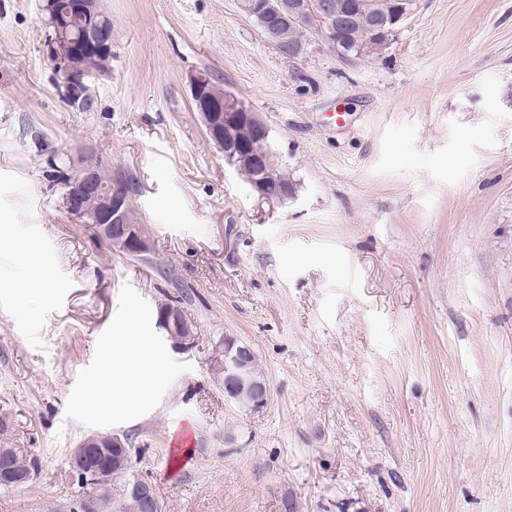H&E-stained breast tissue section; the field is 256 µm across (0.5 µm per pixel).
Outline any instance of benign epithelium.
<instances>
[{
  "label": "benign epithelium",
  "instance_id": "obj_1",
  "mask_svg": "<svg viewBox=\"0 0 512 512\" xmlns=\"http://www.w3.org/2000/svg\"><path fill=\"white\" fill-rule=\"evenodd\" d=\"M239 8L258 22L265 39L280 54L290 60L301 58L306 45L285 44L280 28L288 21L307 12L311 7L327 14H336V24L312 31V37L324 42L343 60L352 62L363 57L360 48L346 42L347 29L359 10L360 0L338 5L335 0H240ZM42 10L49 14L53 38L50 40V55L63 73V96L65 100L82 107L94 102L93 83L98 72L92 64L95 58L112 50V31L102 18L99 0H44ZM407 10L396 4L389 15L374 23L375 37L388 44L391 35L405 19ZM71 56H82L89 64L81 70H70L63 63ZM209 79L202 73L188 76L191 104L202 118L209 141L224 152L228 165L237 168L247 165L255 171V178L248 183L251 192L261 199L286 201L294 198L295 191L279 184L264 166L270 150V129L257 113L245 107L231 92L222 98H214L207 91ZM244 124L252 128L253 139L241 142L234 138L233 128ZM99 164L86 160L72 174H64V207L78 218H89L99 234L112 248L132 257H142L152 251V244L141 225L132 224L126 201L131 185L123 168L114 169L110 184H103L98 175ZM158 327L168 331V339L181 352L199 348V337L192 334L183 322L182 310L171 304L157 308ZM253 348L235 336L224 337V356L216 353L209 358L224 363V378L216 385L224 392L230 403L239 402V393L249 394L247 407L259 410L270 398V387L264 377L248 371ZM132 449L126 447L121 437L114 435L111 441L105 436L92 434L81 440L70 452L71 470L86 479V483H110L121 496L131 498L143 505V512H162V501L154 486L140 479L129 478ZM82 512H115L117 507L95 498H85L80 503Z\"/></svg>",
  "mask_w": 512,
  "mask_h": 512
}]
</instances>
